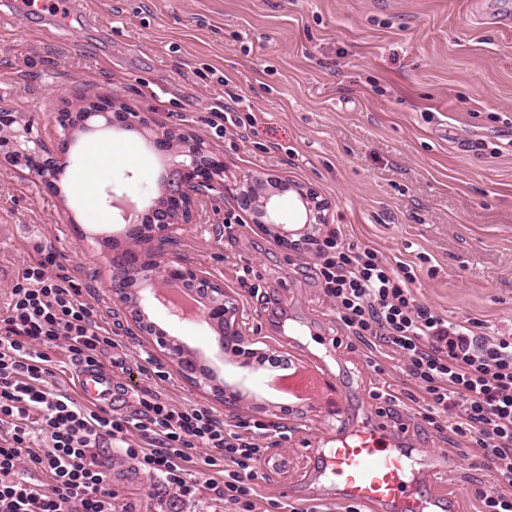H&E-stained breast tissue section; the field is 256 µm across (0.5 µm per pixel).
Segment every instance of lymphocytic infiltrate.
<instances>
[{"mask_svg":"<svg viewBox=\"0 0 512 512\" xmlns=\"http://www.w3.org/2000/svg\"><path fill=\"white\" fill-rule=\"evenodd\" d=\"M309 246L342 327L389 346L422 391L423 421L481 450L495 480L478 492L479 512H512V336L418 302L414 274L346 242L341 227ZM52 263L47 255L26 267L0 315V512H119L98 455L108 443L180 501L205 490L216 506L255 512L267 478L260 442L271 435L262 422L234 429L212 409L176 406L151 388L123 414L58 384L68 366L98 363L124 343L72 277L49 274Z\"/></svg>","mask_w":512,"mask_h":512,"instance_id":"obj_1","label":"lymphocytic infiltrate"}]
</instances>
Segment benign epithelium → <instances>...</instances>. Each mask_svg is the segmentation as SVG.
I'll return each instance as SVG.
<instances>
[{
    "instance_id": "7a95c632",
    "label": "benign epithelium",
    "mask_w": 512,
    "mask_h": 512,
    "mask_svg": "<svg viewBox=\"0 0 512 512\" xmlns=\"http://www.w3.org/2000/svg\"><path fill=\"white\" fill-rule=\"evenodd\" d=\"M120 96H112V105L100 106L88 102L79 93H72V111L61 122L62 133L55 151L47 149L33 135L31 120L21 112H0V159L19 168L45 185L54 183L61 172L66 155L78 132L110 129L115 118L128 127L149 129L156 145L172 158L168 175L161 181V194L150 205L160 221L142 227L127 225V247L112 259L111 288L113 300L123 304L140 335L152 341L163 352L177 372L195 386L207 390L217 401L235 406L239 394H224V385L217 375L204 370L195 350L150 319V314L162 302L154 294L161 282H176L200 287L192 297L205 309L206 323L216 330L218 347L239 357L238 368L242 379L254 373L252 352L244 347L239 329L240 305L236 297L224 289V284L169 251L178 230L192 221L194 203L212 191L231 194L238 206L254 216V222L263 225L282 244L295 247L296 243L312 235L315 226L327 223L328 202L306 185L290 184L301 201L300 221L289 224L280 219L272 198L282 184L253 174H244L232 184L218 182L221 173L203 142L173 129L155 128L144 112L117 111Z\"/></svg>"
}]
</instances>
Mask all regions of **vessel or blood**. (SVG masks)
I'll return each instance as SVG.
<instances>
[{
  "instance_id": "b4317fda",
  "label": "vessel or blood",
  "mask_w": 512,
  "mask_h": 512,
  "mask_svg": "<svg viewBox=\"0 0 512 512\" xmlns=\"http://www.w3.org/2000/svg\"><path fill=\"white\" fill-rule=\"evenodd\" d=\"M16 13H46L57 23L66 25L71 19L69 0H11ZM301 375L321 392L327 413H334L336 399L331 391L329 370L318 364L298 363L288 372L262 377L264 387L276 392L294 405L308 403V396L298 394L287 385L286 377ZM78 383L86 401L111 407L117 395V379L102 366L78 367ZM387 423L364 428L340 438L326 461V475L342 495L365 505H380L390 512H443L444 502L427 490L429 466H416L407 450L390 437Z\"/></svg>"
}]
</instances>
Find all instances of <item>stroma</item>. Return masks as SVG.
Listing matches in <instances>:
<instances>
[{
    "mask_svg": "<svg viewBox=\"0 0 512 512\" xmlns=\"http://www.w3.org/2000/svg\"><path fill=\"white\" fill-rule=\"evenodd\" d=\"M74 20L15 15L0 0V110L23 112L54 144L73 91L150 113L155 125L202 140L227 177L249 172L314 188L327 221L348 242L377 250L416 275V297L444 317L477 318L512 332V0H70ZM239 96L244 128L216 127L227 96ZM111 137L118 159L91 165ZM168 156L137 131L80 132L59 181L47 186L0 165V311L35 244L52 252L125 343L100 362L127 387H147L144 356L168 372L159 391L200 404L235 425L278 429L256 508L292 493L291 505L346 512L318 467L336 438L389 415L416 459L446 443L418 416L419 387L384 347L347 336L321 287L312 253L279 243L232 198H200L194 223L173 245L239 299L253 348L288 359H323L336 382V416L320 405L282 413L278 397L242 379L218 355L201 320L155 322L195 349L241 392L225 408L196 390L150 347L114 302L110 259L125 248L124 223L106 189L146 210ZM90 167L94 204L72 183ZM332 339L323 348L320 337ZM478 449L446 473L439 491L475 512L491 485ZM112 490L129 512H158L163 483L112 456Z\"/></svg>",
    "mask_w": 512,
    "mask_h": 512,
    "instance_id": "obj_1",
    "label": "stroma"
}]
</instances>
